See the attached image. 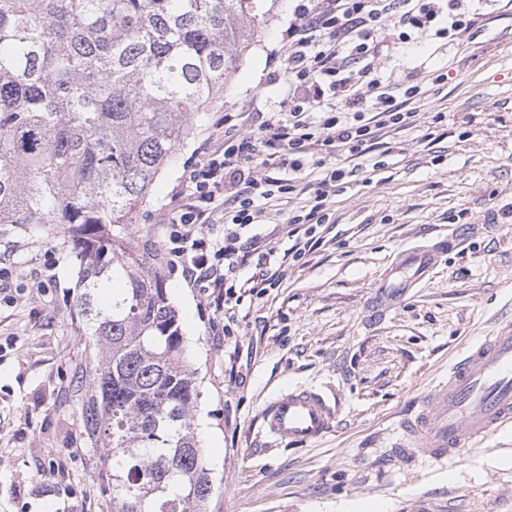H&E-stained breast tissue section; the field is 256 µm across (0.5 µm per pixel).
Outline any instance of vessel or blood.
<instances>
[{
	"instance_id": "vessel-or-blood-1",
	"label": "vessel or blood",
	"mask_w": 512,
	"mask_h": 512,
	"mask_svg": "<svg viewBox=\"0 0 512 512\" xmlns=\"http://www.w3.org/2000/svg\"><path fill=\"white\" fill-rule=\"evenodd\" d=\"M453 244L431 241L401 250L381 275L368 308L377 314L401 305L438 266ZM265 434L274 443L306 445L332 428L334 411L317 389L291 387L262 408ZM512 425V321L498 327L418 397L400 422L401 457L438 464L457 460L503 427Z\"/></svg>"
}]
</instances>
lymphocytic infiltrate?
Returning <instances> with one entry per match:
<instances>
[{
	"label": "lymphocytic infiltrate",
	"instance_id": "obj_1",
	"mask_svg": "<svg viewBox=\"0 0 512 512\" xmlns=\"http://www.w3.org/2000/svg\"><path fill=\"white\" fill-rule=\"evenodd\" d=\"M476 23L465 0H300L288 22V91L279 112L267 117L250 105L225 122L222 143L197 150L167 215L168 263L211 289L220 308L250 287V261L268 285L278 283L330 219V192L348 175L336 155H388L391 132L410 124L420 86L393 91L378 77L390 39L406 44L432 34L453 42ZM283 214L293 227L290 247L268 234L242 240V229ZM219 222L223 236L205 233Z\"/></svg>",
	"mask_w": 512,
	"mask_h": 512
}]
</instances>
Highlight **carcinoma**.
I'll return each mask as SVG.
<instances>
[{"label":"carcinoma","instance_id":"1","mask_svg":"<svg viewBox=\"0 0 512 512\" xmlns=\"http://www.w3.org/2000/svg\"><path fill=\"white\" fill-rule=\"evenodd\" d=\"M257 2L0 0V224L71 230L92 337L77 406L112 512H206L196 370L130 226L255 41Z\"/></svg>","mask_w":512,"mask_h":512}]
</instances>
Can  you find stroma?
<instances>
[{
  "mask_svg": "<svg viewBox=\"0 0 512 512\" xmlns=\"http://www.w3.org/2000/svg\"><path fill=\"white\" fill-rule=\"evenodd\" d=\"M293 0H260L259 33L224 96L157 177L132 226L179 314L198 370V428L213 493L207 512H512V426L457 462L395 459L396 423L499 320L512 319V0H474L470 38L391 50L380 74L424 95L381 167L364 161L330 198L323 243L281 284L235 308L233 335L208 292L163 260L165 218L197 148L225 113L288 90L285 31ZM458 238L410 299L373 320L366 305L399 251ZM66 225L28 233L0 224V512H111L106 468L84 433L75 371L86 323ZM54 278L35 287L45 252ZM295 385L323 388L332 430L305 446L268 445L261 408Z\"/></svg>",
  "mask_w": 512,
  "mask_h": 512,
  "instance_id": "1",
  "label": "stroma"
}]
</instances>
